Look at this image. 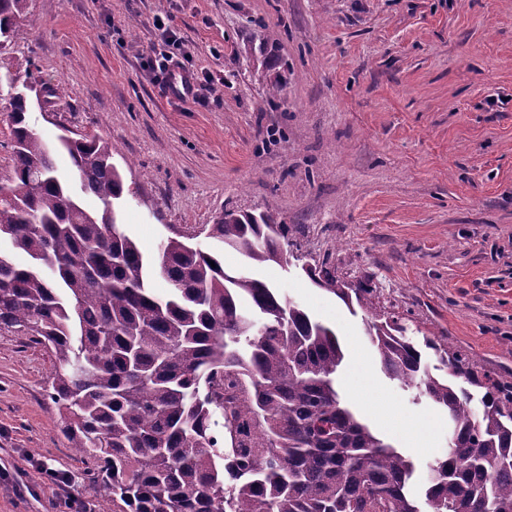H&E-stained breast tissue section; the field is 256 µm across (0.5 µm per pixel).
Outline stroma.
Segmentation results:
<instances>
[{"label": "stroma", "mask_w": 512, "mask_h": 512, "mask_svg": "<svg viewBox=\"0 0 512 512\" xmlns=\"http://www.w3.org/2000/svg\"><path fill=\"white\" fill-rule=\"evenodd\" d=\"M160 12L199 75L221 79L215 102L145 78ZM31 60L41 87L68 92L32 124L48 142L69 130L116 146L132 191L117 221L146 251L169 228L271 207L307 259L372 288L374 311L512 381V0H33L0 69ZM256 273L335 327L344 395L425 483L448 423L382 373L365 312L313 287L299 262ZM53 371L46 349L0 331V512L106 501L60 432ZM38 460L70 487L45 481Z\"/></svg>", "instance_id": "1"}]
</instances>
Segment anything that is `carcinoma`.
I'll list each match as a JSON object with an SVG mask.
<instances>
[{
	"label": "carcinoma",
	"instance_id": "carcinoma-1",
	"mask_svg": "<svg viewBox=\"0 0 512 512\" xmlns=\"http://www.w3.org/2000/svg\"><path fill=\"white\" fill-rule=\"evenodd\" d=\"M28 9L0 0V46ZM37 73L31 63L7 80L0 240L25 260L0 253V329L51 353L61 432L113 512H512V382L431 337L414 340L391 313L366 320L381 371L452 424L445 457L414 494V464L340 394L336 331L257 275L225 268L224 251L249 265L300 261L349 308H372L373 289L303 261L270 207L205 225L219 249L175 230L144 251L115 222L132 191L112 144L83 136L57 147L31 126L21 88L38 85ZM61 148L77 189L57 173ZM81 192L102 209H86ZM158 276L164 298L150 288Z\"/></svg>",
	"mask_w": 512,
	"mask_h": 512
}]
</instances>
